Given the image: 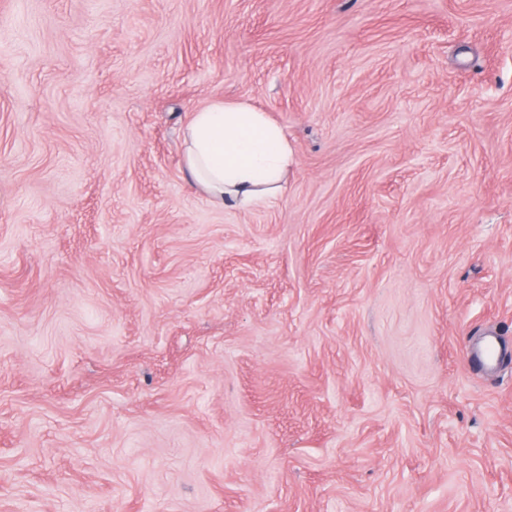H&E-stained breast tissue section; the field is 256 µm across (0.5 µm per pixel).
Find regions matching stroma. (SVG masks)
<instances>
[{"instance_id":"35a3bbf8","label":"stroma","mask_w":512,"mask_h":512,"mask_svg":"<svg viewBox=\"0 0 512 512\" xmlns=\"http://www.w3.org/2000/svg\"><path fill=\"white\" fill-rule=\"evenodd\" d=\"M0 512H512V0H0ZM183 140L187 178L223 207H266L293 162L282 128L248 102L194 112Z\"/></svg>"}]
</instances>
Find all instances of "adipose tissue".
Masks as SVG:
<instances>
[{
	"mask_svg": "<svg viewBox=\"0 0 512 512\" xmlns=\"http://www.w3.org/2000/svg\"><path fill=\"white\" fill-rule=\"evenodd\" d=\"M183 140L187 178L220 206L266 207L293 162L282 128L247 102L198 110Z\"/></svg>",
	"mask_w": 512,
	"mask_h": 512,
	"instance_id": "ef3b65f1",
	"label": "adipose tissue"
}]
</instances>
